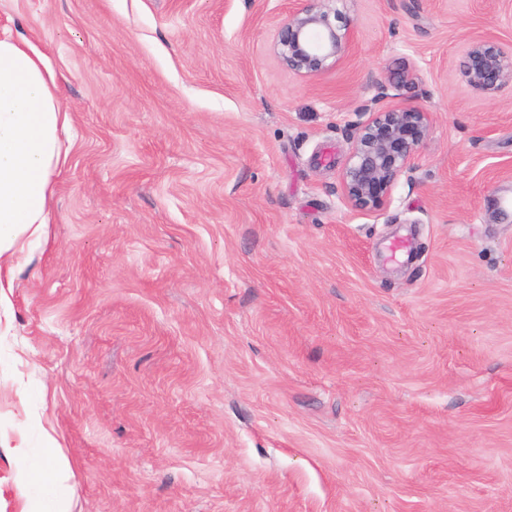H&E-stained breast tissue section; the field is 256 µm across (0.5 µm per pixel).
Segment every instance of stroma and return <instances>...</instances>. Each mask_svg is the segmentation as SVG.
<instances>
[{
    "mask_svg": "<svg viewBox=\"0 0 512 512\" xmlns=\"http://www.w3.org/2000/svg\"><path fill=\"white\" fill-rule=\"evenodd\" d=\"M301 4L0 0L72 116L0 309V512L44 429L69 512H512V91L459 67L512 0H338L312 77L273 49ZM403 71L431 132L353 209L349 126Z\"/></svg>",
    "mask_w": 512,
    "mask_h": 512,
    "instance_id": "obj_1",
    "label": "stroma"
}]
</instances>
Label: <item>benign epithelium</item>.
I'll return each instance as SVG.
<instances>
[{
	"label": "benign epithelium",
	"instance_id": "obj_1",
	"mask_svg": "<svg viewBox=\"0 0 512 512\" xmlns=\"http://www.w3.org/2000/svg\"><path fill=\"white\" fill-rule=\"evenodd\" d=\"M335 0H305L280 24L274 49L291 71L316 75L341 63L354 39L350 24L337 26ZM460 68L467 86L484 95L512 88V48L491 39L469 41ZM391 82H378L377 94L360 109L366 120L354 124L353 146L341 174L345 202L361 211L377 209L399 178L415 169L428 138L431 112L388 104Z\"/></svg>",
	"mask_w": 512,
	"mask_h": 512
}]
</instances>
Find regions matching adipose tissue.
Returning a JSON list of instances; mask_svg holds the SVG:
<instances>
[{"mask_svg":"<svg viewBox=\"0 0 512 512\" xmlns=\"http://www.w3.org/2000/svg\"><path fill=\"white\" fill-rule=\"evenodd\" d=\"M70 124L46 55L25 37L0 30V261L11 259L23 240L44 235L54 176L70 153L60 132ZM20 464L35 487L22 512H68L57 438L43 433L41 453Z\"/></svg>","mask_w":512,"mask_h":512,"instance_id":"adipose-tissue-1","label":"adipose tissue"}]
</instances>
